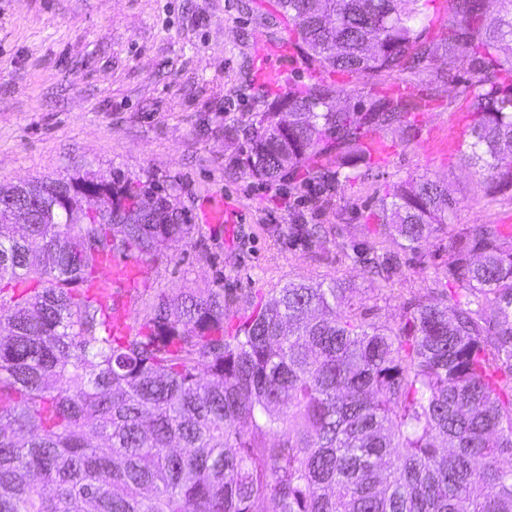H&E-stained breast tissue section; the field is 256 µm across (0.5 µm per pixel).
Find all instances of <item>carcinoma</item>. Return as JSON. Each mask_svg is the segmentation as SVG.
<instances>
[{"instance_id": "cac0c4a2", "label": "carcinoma", "mask_w": 512, "mask_h": 512, "mask_svg": "<svg viewBox=\"0 0 512 512\" xmlns=\"http://www.w3.org/2000/svg\"><path fill=\"white\" fill-rule=\"evenodd\" d=\"M431 0H278L320 76L241 130L240 172L275 181L311 157L307 182L370 175L357 148L373 128L429 106L434 83L470 65L473 119L456 161L512 188V0H448L446 71L417 24ZM343 73L362 88L397 76L414 91L339 107ZM58 181L34 183L37 224L0 223V512H512V233L454 235L445 298L391 327L336 281H289L236 326L224 290L165 294L138 329L112 334L89 296L102 262L181 242L170 197L115 175L112 205L65 223ZM459 205L422 175L380 199L381 224L417 253ZM389 282L396 266L363 258ZM492 316H487V310Z\"/></svg>"}]
</instances>
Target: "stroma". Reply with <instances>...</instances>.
<instances>
[{"label": "stroma", "mask_w": 512, "mask_h": 512, "mask_svg": "<svg viewBox=\"0 0 512 512\" xmlns=\"http://www.w3.org/2000/svg\"><path fill=\"white\" fill-rule=\"evenodd\" d=\"M288 29L276 0H0V184L119 174L165 192L192 226L180 244L145 260V285L126 300L134 322L159 295L220 288L235 325L261 294L305 278L344 283L351 303L396 326L410 301L444 291L452 234L512 225V190L491 191L420 148L432 127L469 126L465 64L439 83L410 134L375 128L395 151L371 159V175L354 185L297 190L287 179L238 174L234 130L279 97L256 76L253 41ZM426 173L448 179L461 204L448 230L411 255L376 232L377 202L394 183ZM214 197L238 206L233 230L200 222ZM294 224L323 232L299 241ZM352 248L394 256L390 283L374 281Z\"/></svg>", "instance_id": "35a3bbf8"}]
</instances>
